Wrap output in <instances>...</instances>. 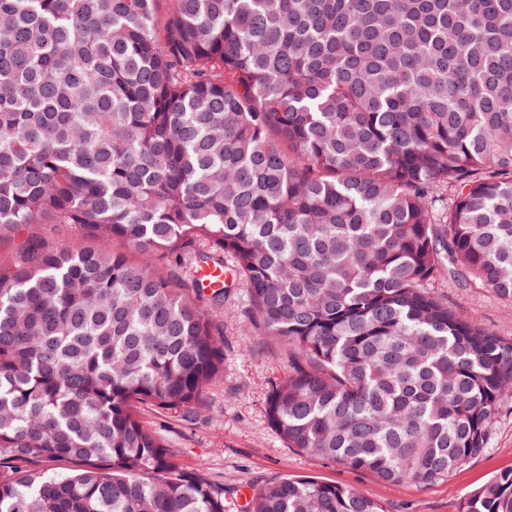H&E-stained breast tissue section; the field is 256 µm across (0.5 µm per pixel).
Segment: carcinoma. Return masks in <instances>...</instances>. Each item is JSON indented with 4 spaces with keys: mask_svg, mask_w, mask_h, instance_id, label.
<instances>
[{
    "mask_svg": "<svg viewBox=\"0 0 512 512\" xmlns=\"http://www.w3.org/2000/svg\"><path fill=\"white\" fill-rule=\"evenodd\" d=\"M157 2L0 0V512H224L142 411L224 378L226 258L288 347L286 447L448 477L512 396V339L433 290L512 303V0ZM248 512L387 510L285 477Z\"/></svg>",
    "mask_w": 512,
    "mask_h": 512,
    "instance_id": "1",
    "label": "carcinoma"
}]
</instances>
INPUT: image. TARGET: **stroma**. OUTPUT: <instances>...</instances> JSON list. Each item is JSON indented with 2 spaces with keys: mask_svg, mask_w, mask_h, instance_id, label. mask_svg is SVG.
Instances as JSON below:
<instances>
[{
  "mask_svg": "<svg viewBox=\"0 0 512 512\" xmlns=\"http://www.w3.org/2000/svg\"><path fill=\"white\" fill-rule=\"evenodd\" d=\"M226 284L224 378L209 389L208 410L190 423L148 409L142 414L151 429L164 435L179 467L204 466L223 485L224 512H246L248 491L264 483L301 476L359 488L388 512H462L471 494L512 471V398L501 402L485 452L425 487L384 482L287 448L266 412L272 386L288 373L287 349L273 339H252L247 292L235 278ZM435 291L469 320L512 339V303L490 289L460 288L444 280L436 282Z\"/></svg>",
  "mask_w": 512,
  "mask_h": 512,
  "instance_id": "1",
  "label": "stroma"
}]
</instances>
